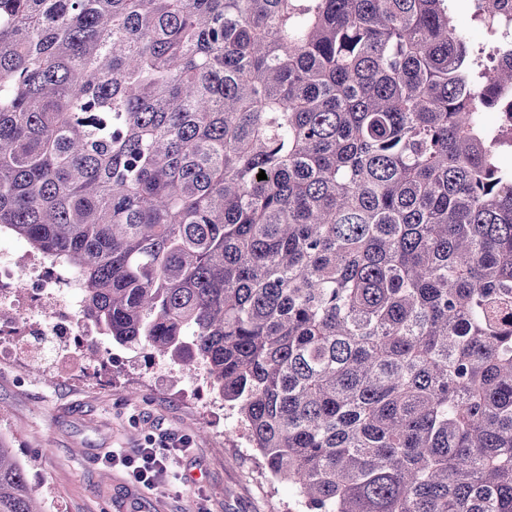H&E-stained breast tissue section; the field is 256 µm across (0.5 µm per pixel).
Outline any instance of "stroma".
<instances>
[{
	"label": "stroma",
	"mask_w": 512,
	"mask_h": 512,
	"mask_svg": "<svg viewBox=\"0 0 512 512\" xmlns=\"http://www.w3.org/2000/svg\"><path fill=\"white\" fill-rule=\"evenodd\" d=\"M218 395L188 381L177 363L113 348L98 383L76 372L47 382L0 363V438L26 464L46 512H298L290 484L273 478L224 407L223 433L209 425ZM184 437L191 449L164 485L149 490L120 466L148 437Z\"/></svg>",
	"instance_id": "stroma-1"
}]
</instances>
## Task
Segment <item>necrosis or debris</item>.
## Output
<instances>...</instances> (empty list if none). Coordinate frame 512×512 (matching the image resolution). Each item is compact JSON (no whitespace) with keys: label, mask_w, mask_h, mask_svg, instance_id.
<instances>
[{"label":"necrosis or debris","mask_w":512,"mask_h":512,"mask_svg":"<svg viewBox=\"0 0 512 512\" xmlns=\"http://www.w3.org/2000/svg\"><path fill=\"white\" fill-rule=\"evenodd\" d=\"M82 278L61 260L0 229V360L56 373L79 369L87 337L98 329L80 314Z\"/></svg>","instance_id":"obj_1"}]
</instances>
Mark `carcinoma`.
I'll return each mask as SVG.
<instances>
[{
    "instance_id": "cac0c4a2",
    "label": "carcinoma",
    "mask_w": 512,
    "mask_h": 512,
    "mask_svg": "<svg viewBox=\"0 0 512 512\" xmlns=\"http://www.w3.org/2000/svg\"><path fill=\"white\" fill-rule=\"evenodd\" d=\"M511 93L448 0H0V226L306 512H512Z\"/></svg>"
}]
</instances>
